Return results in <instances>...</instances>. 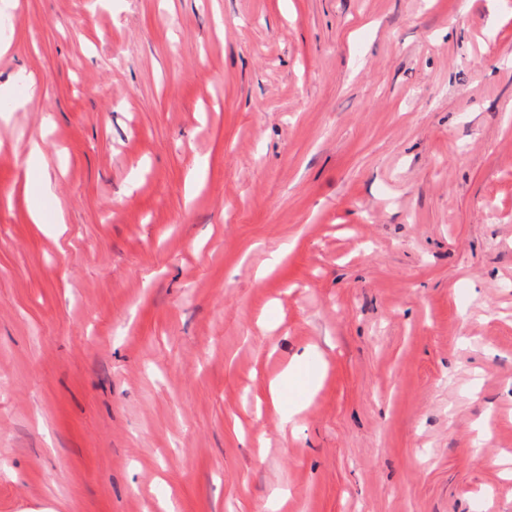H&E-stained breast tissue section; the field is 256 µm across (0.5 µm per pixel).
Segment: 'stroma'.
I'll return each instance as SVG.
<instances>
[{"instance_id":"stroma-1","label":"stroma","mask_w":512,"mask_h":512,"mask_svg":"<svg viewBox=\"0 0 512 512\" xmlns=\"http://www.w3.org/2000/svg\"><path fill=\"white\" fill-rule=\"evenodd\" d=\"M0 16V512H512V0ZM30 168L28 167L26 172V189L28 193V210L29 216L32 223L35 224H61L63 223L62 216L60 213H56L54 216H50L47 210V203L50 201L54 194L52 183L49 177H45L42 169L39 172V176L36 185H31L30 180ZM310 384V380L302 375L301 363L293 364L284 373L282 378L270 388L271 397L274 401H282V397L288 386H298L305 388Z\"/></svg>"}]
</instances>
